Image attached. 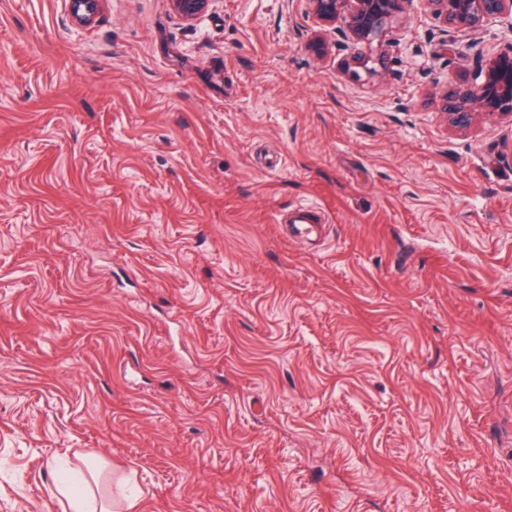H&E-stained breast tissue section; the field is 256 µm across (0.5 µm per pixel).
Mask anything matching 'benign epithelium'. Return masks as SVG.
Here are the masks:
<instances>
[{
	"label": "benign epithelium",
	"instance_id": "7a95c632",
	"mask_svg": "<svg viewBox=\"0 0 512 512\" xmlns=\"http://www.w3.org/2000/svg\"><path fill=\"white\" fill-rule=\"evenodd\" d=\"M211 0H170L172 10L191 22L205 12ZM410 0H308L319 34L317 52L326 49L323 34L336 33V48L349 50L370 44L386 24L403 13ZM433 14L453 31L466 37L489 25L512 34V0H427ZM441 114L455 129H468L476 117L505 120L512 124V45L487 65H479L474 82L454 95L439 99Z\"/></svg>",
	"mask_w": 512,
	"mask_h": 512
}]
</instances>
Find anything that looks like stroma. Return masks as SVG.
<instances>
[{
  "label": "stroma",
  "mask_w": 512,
  "mask_h": 512,
  "mask_svg": "<svg viewBox=\"0 0 512 512\" xmlns=\"http://www.w3.org/2000/svg\"><path fill=\"white\" fill-rule=\"evenodd\" d=\"M314 30L0 0V512H512V124L427 0ZM319 34L312 42L318 53L326 49L323 34L336 33L339 51L370 44L386 24L403 13L410 0H307ZM340 25H337V24ZM474 82L462 92L439 99L441 114L455 129H468L476 117L506 120L512 124V43L489 64H480ZM294 211L289 229L299 236L303 235L309 239L317 238L325 222L324 215L311 207L296 208Z\"/></svg>",
  "instance_id": "1"
}]
</instances>
